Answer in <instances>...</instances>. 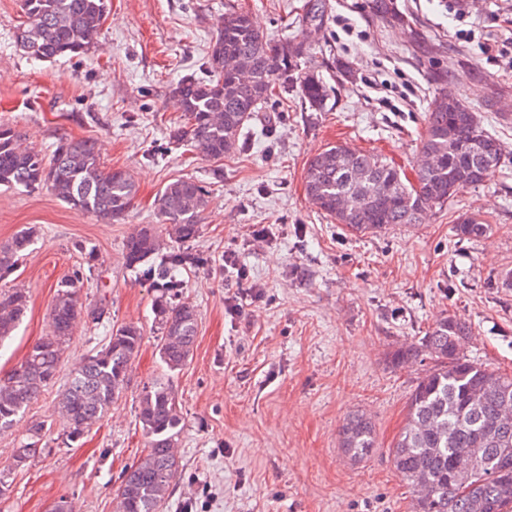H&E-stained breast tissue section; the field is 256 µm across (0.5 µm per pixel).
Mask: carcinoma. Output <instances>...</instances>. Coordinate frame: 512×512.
<instances>
[{
  "label": "carcinoma",
  "instance_id": "1",
  "mask_svg": "<svg viewBox=\"0 0 512 512\" xmlns=\"http://www.w3.org/2000/svg\"><path fill=\"white\" fill-rule=\"evenodd\" d=\"M106 0H23L24 20L18 41L38 61L86 54L104 19ZM244 60L248 69L224 74V59ZM299 56L291 41L273 43L254 25L248 12L231 10L210 46V77H184L173 87L185 122L170 128L172 143L186 142L206 159L232 152L258 105L296 88L315 111L324 108L325 84L311 71H298ZM419 155L434 159L416 165L414 180L382 155L354 151L343 144L328 147L307 162L304 189L324 215L356 233L377 234L396 224H416L421 214L448 204L461 190L486 182L501 164L497 142L477 113L461 99L432 101L424 115ZM45 188L77 210L110 223L125 218L137 189L132 175L100 163L90 139L57 142L48 157L22 146V134L0 124V187ZM209 203L205 186L190 178L170 181L155 207L170 239L182 245L198 234ZM489 224L463 215L455 225L459 239L484 237ZM34 233L19 232L0 246V278L33 243ZM128 266L162 255V263L143 270L161 289L155 311L160 330L159 357L165 375L145 386L136 418L148 448L126 471L118 488L119 512H160L179 474L177 447L182 409L170 375L193 356L198 331L194 305L177 300L178 276L199 258L184 250H167L154 225L145 224L127 237ZM74 276L61 280L51 308L50 334L35 342L24 361L0 380V433L38 400L56 379L73 326L81 314ZM29 303L23 288L0 289V341L12 336ZM470 326L455 315L441 319L426 336L389 353L401 366L433 360L409 398L406 422L390 449L391 464L414 488L425 486L414 512H512V375L474 363L463 354ZM141 327L125 323L76 364L58 402L67 436L79 439L102 420L127 384L132 360L142 342ZM44 424H34L29 441L20 445L13 466L22 468L35 456ZM339 443L352 461L377 448L372 418L364 412L347 416ZM469 472L456 474L461 457Z\"/></svg>",
  "mask_w": 512,
  "mask_h": 512
}]
</instances>
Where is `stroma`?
Wrapping results in <instances>:
<instances>
[{"label": "stroma", "mask_w": 512, "mask_h": 512, "mask_svg": "<svg viewBox=\"0 0 512 512\" xmlns=\"http://www.w3.org/2000/svg\"><path fill=\"white\" fill-rule=\"evenodd\" d=\"M247 11L272 41L305 46L298 61L324 81L314 111L296 93L268 101L248 140L221 160L170 144L183 114L171 88L204 62L225 10ZM512 0H477L449 14L448 0H108L90 52L28 58L16 43L22 0H0V124L50 153L61 138L94 140L103 166L137 185L125 221H97L44 189L0 187V244L32 227L36 240L0 278L29 293L25 317L0 346V377L51 328L57 285L83 280V307L59 374L23 418L0 434V471L10 489L0 512H117V489L146 440L136 422L144 385L161 376L159 294L128 267L124 243L157 223L156 194L192 177L210 190L190 249L200 266L181 271L178 295L198 311L190 362L171 383L182 408L180 473L163 512H411L413 495L389 450L428 362L389 366L390 351L417 341L440 319L465 318L467 357L512 374ZM318 21H307L310 11ZM452 93L478 112L503 162L485 183L377 235L333 223L307 200L310 157L341 143L382 154L404 172L415 164L434 96ZM475 213L487 237L459 240V217ZM256 285L241 296L238 271ZM243 306L230 314L233 303ZM127 322L143 328L127 385L79 441L55 410L74 363ZM371 413L378 447L351 462L339 428L353 410ZM45 424L39 454L12 469L32 422Z\"/></svg>", "instance_id": "1"}]
</instances>
